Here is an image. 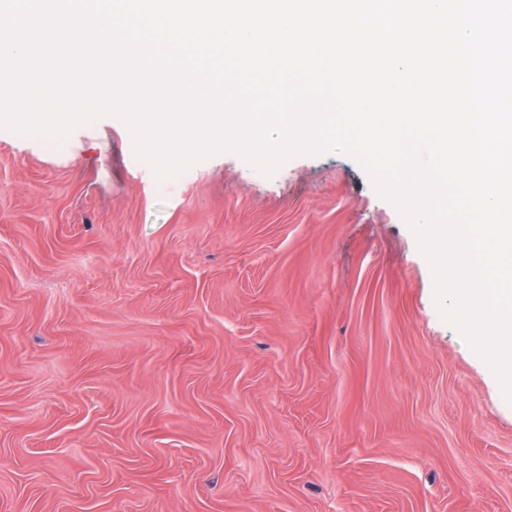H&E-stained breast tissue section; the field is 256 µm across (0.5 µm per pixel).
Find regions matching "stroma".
Masks as SVG:
<instances>
[{"label": "stroma", "mask_w": 512, "mask_h": 512, "mask_svg": "<svg viewBox=\"0 0 512 512\" xmlns=\"http://www.w3.org/2000/svg\"><path fill=\"white\" fill-rule=\"evenodd\" d=\"M0 512H512V402L352 156L0 127Z\"/></svg>", "instance_id": "obj_1"}]
</instances>
